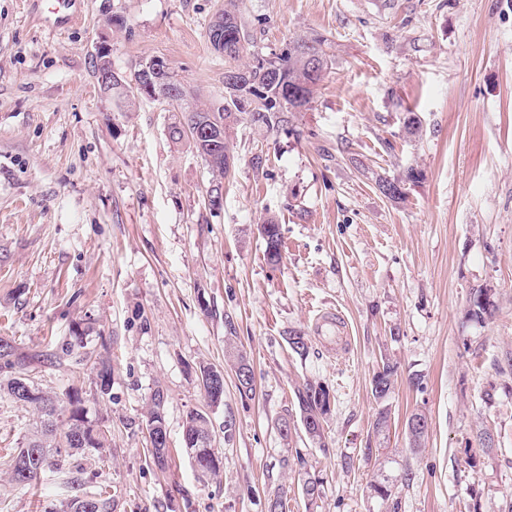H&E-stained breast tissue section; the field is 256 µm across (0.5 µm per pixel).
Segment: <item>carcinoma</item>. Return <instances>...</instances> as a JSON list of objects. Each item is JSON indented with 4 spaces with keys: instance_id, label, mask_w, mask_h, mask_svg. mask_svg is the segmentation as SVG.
Returning <instances> with one entry per match:
<instances>
[{
    "instance_id": "obj_1",
    "label": "carcinoma",
    "mask_w": 512,
    "mask_h": 512,
    "mask_svg": "<svg viewBox=\"0 0 512 512\" xmlns=\"http://www.w3.org/2000/svg\"><path fill=\"white\" fill-rule=\"evenodd\" d=\"M239 0H224V11L220 16L235 20L238 27V46L234 52L224 56V69H238L252 76L251 86L239 89V94L232 95L224 92V106L207 112H185L182 119L170 126L169 134L174 140L187 137L185 127L192 119H205L216 135L227 139V127L244 114L249 121L258 126L273 130L287 121L285 113L305 107L310 102L313 88L318 85L322 75L310 76L308 71V55L314 53L320 56L322 69H327L329 58L325 50V41L317 38L311 40L298 39L288 43L277 53L268 55H247L248 39L243 28ZM269 67H278L288 77V87L294 94L282 96V90L277 85L265 81L264 71ZM189 138V137H187ZM195 150L205 159L212 172L224 175L229 169V148H224V155L211 159L194 137L189 138ZM419 172L414 168L406 171L405 175L397 178H384L378 181L379 190L387 187L395 188L388 195L392 200H401L405 196V185L416 182ZM261 234L266 243L265 257L269 264L276 265L281 259V230L280 225L269 219L261 227ZM469 313L476 318L490 315L487 291L476 289L471 293ZM230 361L235 374H241L245 369L250 374L246 380L237 383L239 392L245 396L255 391V371L249 359L240 352H230ZM52 354L20 355L15 349L7 351L0 349V393L22 404L35 407L38 422L34 431L28 436L23 446L16 449L12 455L11 472L13 481L21 486H31L39 478L41 472L50 466L56 467L61 475V484L74 492L69 502L70 512H78L77 505L86 501L94 507V512H114V499L105 490L83 491L76 485L75 480L67 476L63 470V459L86 450L99 451L106 447V433L92 426L84 418V408L81 407V397L78 390L66 394L67 405L46 395L35 383L33 371L36 366L53 363ZM395 365L385 363L372 380V392L380 403L376 413L375 428L382 432L388 427L390 420L389 408L384 405L387 397L394 388ZM325 388L323 385L307 382L297 389V400L305 429L311 434V440L321 442L322 420L329 411V405L323 400ZM426 419L423 413L415 412L406 421L411 451L416 452L423 447L428 427L415 429L413 420ZM164 396L156 391L152 397L145 420L147 442H152L150 423L164 422ZM211 428L209 414L204 410L194 409L186 414L184 432L192 435Z\"/></svg>"
}]
</instances>
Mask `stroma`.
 I'll return each instance as SVG.
<instances>
[{
  "label": "stroma",
  "mask_w": 512,
  "mask_h": 512,
  "mask_svg": "<svg viewBox=\"0 0 512 512\" xmlns=\"http://www.w3.org/2000/svg\"><path fill=\"white\" fill-rule=\"evenodd\" d=\"M76 7L53 36L46 0H0V339L34 354L81 337L37 382L60 398L80 388L110 446L67 466L88 490L109 489L115 512H267L277 492L288 512H390L372 489L384 472L399 512H512V0H242L251 51L320 37L330 65L287 124L232 126L224 176L170 138L167 101L107 96L96 67L103 40L129 75L162 57L222 106L224 57L208 32L224 0ZM112 15L124 26L106 28ZM411 167L420 177L405 200L380 194L379 178ZM271 217L276 265L259 232ZM476 288L493 303L481 320L468 313ZM323 312L343 316L347 357L319 338ZM294 330L308 356L289 345ZM230 342L254 366V396L238 393ZM100 360L112 368L106 396ZM386 361L398 375L380 433L372 378ZM202 363L224 371L218 406ZM308 381L330 392L319 445L296 398ZM158 388L163 471L145 439ZM194 408L212 421L215 480H199L181 450ZM417 411L429 429L415 454L405 424ZM36 418L0 398V512H67L55 470L30 490L12 479L10 454ZM484 430L493 452L478 446ZM261 234L266 243L265 257L268 264L276 265L281 259V230L280 224L268 219L261 224Z\"/></svg>",
  "instance_id": "obj_1"
}]
</instances>
